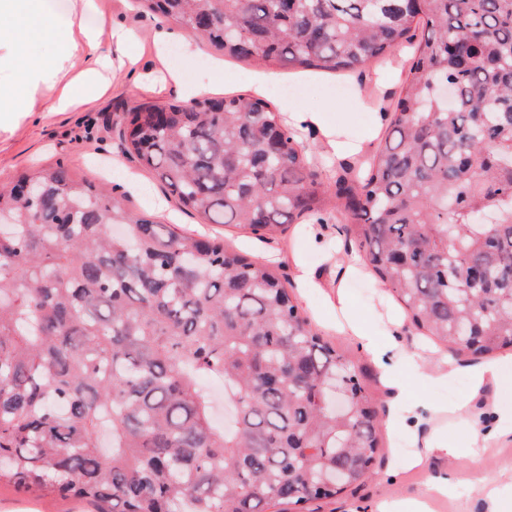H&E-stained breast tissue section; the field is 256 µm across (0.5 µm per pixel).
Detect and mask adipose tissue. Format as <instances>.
Wrapping results in <instances>:
<instances>
[{
	"label": "adipose tissue",
	"mask_w": 512,
	"mask_h": 512,
	"mask_svg": "<svg viewBox=\"0 0 512 512\" xmlns=\"http://www.w3.org/2000/svg\"><path fill=\"white\" fill-rule=\"evenodd\" d=\"M78 3V8L66 16L55 17L48 0H0V50H8L13 72L12 79L0 81V112L24 114V101L38 94L46 96L50 109L63 111L103 93L102 73L111 69L110 57H96L91 66L80 70L75 67L76 60L101 38L100 31L82 23L94 8L93 0ZM47 38L58 42V55L48 59L30 57L26 44ZM467 407L464 400L446 408L417 402L410 399L405 386L397 385L386 420L394 422L403 410L419 421L429 422L446 412L465 414Z\"/></svg>",
	"instance_id": "1"
}]
</instances>
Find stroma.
I'll list each match as a JSON object with an SVG mask.
<instances>
[{
  "label": "stroma",
  "instance_id": "35a3bbf8",
  "mask_svg": "<svg viewBox=\"0 0 512 512\" xmlns=\"http://www.w3.org/2000/svg\"><path fill=\"white\" fill-rule=\"evenodd\" d=\"M95 6L86 22L106 29L101 48L112 57V78L106 93L66 112L50 111L40 99L32 102L30 117L19 126L0 131V182L15 178L33 165L56 163L93 179L98 177L101 164H110L113 185L128 193L133 209L149 211L161 223L175 225L185 233L221 238L226 246L249 249L258 259L280 266L290 294L313 329L337 351L367 367L365 384L369 393L380 404H387L393 392L377 363L361 351L355 337L337 331L333 325L340 295L348 300L350 315L356 321L379 325L400 315L390 292L380 288L370 273L342 278L340 265L348 243L343 215L333 214L324 224L287 225L277 241L260 243L232 225L203 224L182 211L157 177L128 161L119 148L118 131L110 122L114 112L135 102L182 100L180 88L163 82V65L180 69L185 84L212 83L217 97L250 93V77L261 67L253 61L228 58L222 69H208L206 63L215 58L216 52L203 42L198 45V60L186 59L179 43L171 44L165 57H158L154 34L164 27V20L138 14L130 0H95ZM121 30L134 32L135 40L115 39V32ZM412 51V46L406 44L361 69L309 81L269 64L263 68L275 75L276 84L269 88L266 98L282 118H289L294 110L318 112L345 139L366 140V149L354 157L355 162H364L386 136L389 120L384 113L406 76ZM300 263L313 272L315 287L299 286L296 266ZM379 342L384 346L396 344L405 352L400 376L413 398L444 406L466 398L470 407L463 417H444L435 427L416 423L406 415L397 424H381L382 448L372 475L336 498L307 503L300 512H373L380 501L420 499L427 502L426 512H488L487 502L478 493L481 478H497L502 488L512 490V435L493 434L499 417L512 412V350L497 353V380L476 391L467 375L475 359L450 358L426 342L411 323H404L395 336L380 337ZM449 361L455 366L454 373L438 378V371ZM433 433L457 448L458 456L432 454L421 466L408 467L407 459L416 446ZM476 440L484 442L486 451L475 466L468 451ZM447 470L456 474L453 489L443 496L431 495L434 479ZM0 512H98V507L86 500L50 491H29L1 480Z\"/></svg>",
  "mask_w": 512,
  "mask_h": 512
}]
</instances>
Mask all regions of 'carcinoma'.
Returning <instances> with one entry per match:
<instances>
[{"mask_svg":"<svg viewBox=\"0 0 512 512\" xmlns=\"http://www.w3.org/2000/svg\"><path fill=\"white\" fill-rule=\"evenodd\" d=\"M224 56L314 74L423 34L354 176L313 169L257 95L135 103L123 154L203 224L272 243L346 218L412 325L454 356L512 348V0H134ZM0 480L101 512H271L371 475L380 409L285 278L65 166L0 186ZM224 379L233 429L201 380ZM111 442L102 447L99 431Z\"/></svg>","mask_w":512,"mask_h":512,"instance_id":"carcinoma-1","label":"carcinoma"}]
</instances>
